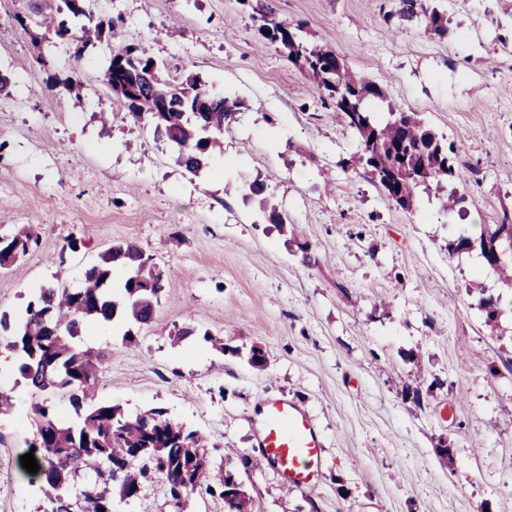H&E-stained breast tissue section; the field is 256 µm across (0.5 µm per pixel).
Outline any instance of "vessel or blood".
I'll return each instance as SVG.
<instances>
[{
    "mask_svg": "<svg viewBox=\"0 0 512 512\" xmlns=\"http://www.w3.org/2000/svg\"><path fill=\"white\" fill-rule=\"evenodd\" d=\"M257 442L261 457L272 464L286 487L315 489L323 461V441L312 416L279 399H261Z\"/></svg>",
    "mask_w": 512,
    "mask_h": 512,
    "instance_id": "vessel-or-blood-1",
    "label": "vessel or blood"
}]
</instances>
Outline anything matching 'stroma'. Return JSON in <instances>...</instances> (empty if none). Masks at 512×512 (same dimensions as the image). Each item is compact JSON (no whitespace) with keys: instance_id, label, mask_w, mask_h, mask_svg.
I'll use <instances>...</instances> for the list:
<instances>
[{"instance_id":"obj_1","label":"stroma","mask_w":512,"mask_h":512,"mask_svg":"<svg viewBox=\"0 0 512 512\" xmlns=\"http://www.w3.org/2000/svg\"><path fill=\"white\" fill-rule=\"evenodd\" d=\"M268 2L385 87L372 111L416 112L453 142L454 177L420 189L409 210L385 196L349 163L357 136L239 0H98L96 13L122 18L169 70L237 102L223 148L189 173L115 101L108 43L33 44L13 19L29 0H0L11 79L0 236L31 226L40 237L0 271V311L23 310L33 289L77 285L106 248L136 242L163 265L165 288L151 327L86 330L82 346L110 355L97 400L167 409L200 432L216 472L258 458L261 399L307 409L324 442L318 488H285L261 465L243 477L253 512H512V290L447 248L461 230L512 218V0H442V39L386 21L392 0ZM75 72L77 99L60 85ZM256 180L264 196L224 191ZM484 291L501 297L494 330L477 307ZM177 327L192 334L174 348ZM207 332L241 356L213 351ZM254 347L264 369L247 362ZM34 432L29 409L0 416V512H37L39 486L20 462Z\"/></svg>"}]
</instances>
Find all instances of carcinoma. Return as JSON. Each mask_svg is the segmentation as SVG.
<instances>
[{
    "instance_id": "obj_1",
    "label": "carcinoma",
    "mask_w": 512,
    "mask_h": 512,
    "mask_svg": "<svg viewBox=\"0 0 512 512\" xmlns=\"http://www.w3.org/2000/svg\"><path fill=\"white\" fill-rule=\"evenodd\" d=\"M260 31L321 92V99L360 139L352 162L363 166L372 182L392 201L410 208L416 191L455 174L452 144L444 142L415 112H393L379 122L367 103L381 99L384 87L356 78L331 47L299 34L265 4L253 6ZM34 42L70 36L82 48L105 39L113 43L106 84L133 119L150 127L154 139L175 145L190 173L200 171L221 146L220 135L232 122L237 103L209 92L193 74L171 79L164 63L143 45L122 36L110 17L81 11L76 0H35ZM403 22L422 20L425 31L444 38L448 15L439 0H396L388 14ZM38 235L24 227L0 237V269L10 268ZM478 252L501 286L512 290V224H485L479 235L459 234L448 243L452 255ZM125 270L114 293L115 268ZM164 270L133 242H121L87 266L79 286L33 290L20 320L0 312V350L13 360L21 378L34 388L31 404L36 427L28 447L43 480L39 512H115L117 502L137 499L145 484L163 479L172 512H189L200 492L224 501V512H253L252 498L229 467L210 474L199 432L168 416L166 409L129 413L110 402L95 401L99 373L107 353L80 345L93 321L118 317L141 326L152 323L164 287ZM478 309L494 328L501 317L499 297L481 294ZM67 398L75 419H61L55 396Z\"/></svg>"
}]
</instances>
